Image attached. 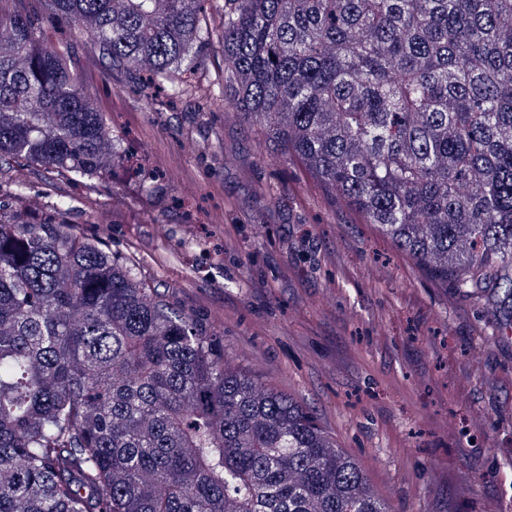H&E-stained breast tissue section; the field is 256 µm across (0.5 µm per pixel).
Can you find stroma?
Returning a JSON list of instances; mask_svg holds the SVG:
<instances>
[{"mask_svg":"<svg viewBox=\"0 0 512 512\" xmlns=\"http://www.w3.org/2000/svg\"><path fill=\"white\" fill-rule=\"evenodd\" d=\"M114 135L155 175L75 181L19 160L21 199L99 239L220 337L224 361L313 410L390 512H512V331L398 250L238 114L109 69L29 0ZM24 189H17V180Z\"/></svg>","mask_w":512,"mask_h":512,"instance_id":"1","label":"stroma"}]
</instances>
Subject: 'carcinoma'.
I'll return each mask as SVG.
<instances>
[{"label": "carcinoma", "mask_w": 512, "mask_h": 512, "mask_svg": "<svg viewBox=\"0 0 512 512\" xmlns=\"http://www.w3.org/2000/svg\"><path fill=\"white\" fill-rule=\"evenodd\" d=\"M112 68L228 106L512 326V0H50ZM27 0L0 10V171L122 143ZM219 43L224 74L185 77ZM0 512H388L293 397L99 240L0 202Z\"/></svg>", "instance_id": "obj_1"}]
</instances>
